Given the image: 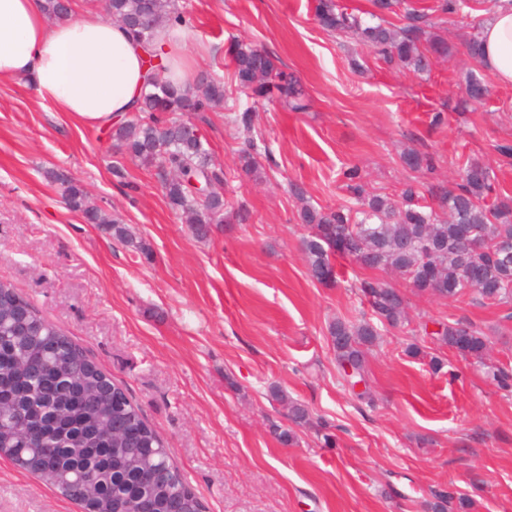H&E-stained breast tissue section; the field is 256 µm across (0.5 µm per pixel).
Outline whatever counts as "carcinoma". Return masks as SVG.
I'll use <instances>...</instances> for the list:
<instances>
[{
  "instance_id": "obj_1",
  "label": "carcinoma",
  "mask_w": 512,
  "mask_h": 512,
  "mask_svg": "<svg viewBox=\"0 0 512 512\" xmlns=\"http://www.w3.org/2000/svg\"><path fill=\"white\" fill-rule=\"evenodd\" d=\"M381 14L404 8L407 27L365 25L337 0H316L315 17L331 32L353 33L389 65L425 71L430 58L449 52L446 42L428 38V18L407 0H371ZM112 21L125 26L152 55L158 29L183 22L178 0H108ZM233 77L255 98L277 99L294 112L306 109L303 90L277 60L263 50L229 47ZM161 64L148 70L151 90L135 108L137 115L116 127L113 138L134 161L157 168L169 206L206 239L211 226L224 223L225 203L218 196H198L191 181L223 182L222 170L210 163L202 138L182 133L183 115L209 112L224 103L221 81L205 89L188 85L177 91L162 77ZM467 105L478 106L489 94L472 75L465 85ZM262 147L245 141L240 156L246 175L259 177ZM404 163L413 170L434 168L430 156L411 152ZM354 203L318 209L305 204L300 223L312 229L303 240L310 276L320 284L337 277L333 259L345 257L368 268L390 270L419 292L459 300L475 295L481 304L512 303V199L496 193L495 176L471 159L458 167L455 186L423 197L419 184L407 182L396 202L367 194L359 170L347 172ZM71 210L89 224L102 226L113 239L135 245L130 229L92 205L83 186L60 179ZM374 319L329 325L337 365L350 370L351 387L364 381V348L378 329L404 320V297L388 283L362 285ZM437 341L458 355L482 362L488 337L479 328L442 324ZM0 453L85 512H204V506L180 470L171 462L156 431L125 390L82 347L7 283H0ZM166 465L159 483L151 470Z\"/></svg>"
}]
</instances>
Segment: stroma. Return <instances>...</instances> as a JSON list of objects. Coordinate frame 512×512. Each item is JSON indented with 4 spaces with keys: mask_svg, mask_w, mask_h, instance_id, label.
Segmentation results:
<instances>
[{
    "mask_svg": "<svg viewBox=\"0 0 512 512\" xmlns=\"http://www.w3.org/2000/svg\"><path fill=\"white\" fill-rule=\"evenodd\" d=\"M409 2L451 47L424 73L324 30L315 0H179L194 78L222 80L253 114L248 133L221 107L193 118L227 174L219 192L248 213L213 225L203 241L169 208L158 170L115 148L111 127L72 124L22 82H0V281L126 390L205 512H429L444 488L469 498V512H512V384L491 378L512 371V304L420 293L340 258L336 283L325 286L302 251L301 203H348L344 173L353 167L368 191L395 199L411 180L448 186L474 158L512 195V156L500 151L512 145V86L492 84L477 110L461 107L467 75H488L465 48L488 0H463L453 14L440 0ZM235 42L277 58L299 80L307 110L238 88ZM248 135L267 148L258 180L241 170ZM411 150L433 156L434 169L407 168ZM63 177L128 224L141 248L71 211ZM375 279L404 296L407 320L382 329L355 392L328 325L369 317L359 285ZM454 322L485 332L483 365L435 340L439 324ZM274 387L304 405L311 424L289 420L287 401L270 398ZM283 431L294 441L283 442ZM0 512L80 509L0 456Z\"/></svg>",
    "mask_w": 512,
    "mask_h": 512,
    "instance_id": "stroma-1",
    "label": "stroma"
}]
</instances>
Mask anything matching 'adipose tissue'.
I'll list each match as a JSON object with an SVG mask.
<instances>
[{
  "label": "adipose tissue",
  "mask_w": 512,
  "mask_h": 512,
  "mask_svg": "<svg viewBox=\"0 0 512 512\" xmlns=\"http://www.w3.org/2000/svg\"><path fill=\"white\" fill-rule=\"evenodd\" d=\"M182 27L159 30L166 80L185 85L191 60ZM479 39L482 64L512 86V0H497ZM147 54L118 24L80 8L49 20L40 0H0V80H20L40 101L79 125H100L134 110L147 81Z\"/></svg>",
  "instance_id": "obj_1"
}]
</instances>
